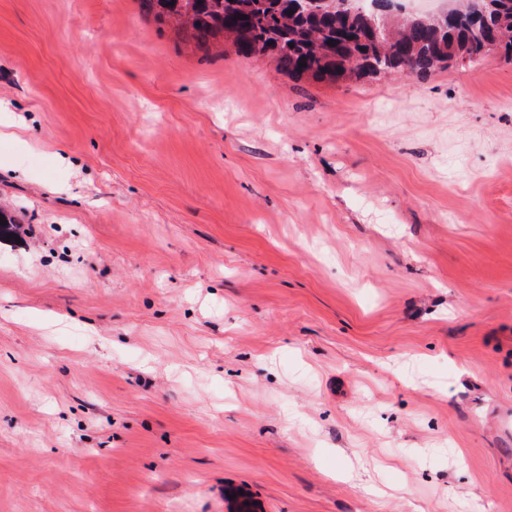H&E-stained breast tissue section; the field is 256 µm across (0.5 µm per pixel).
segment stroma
<instances>
[{
    "instance_id": "obj_1",
    "label": "stroma",
    "mask_w": 512,
    "mask_h": 512,
    "mask_svg": "<svg viewBox=\"0 0 512 512\" xmlns=\"http://www.w3.org/2000/svg\"><path fill=\"white\" fill-rule=\"evenodd\" d=\"M0 102V512H512L511 64L0 0Z\"/></svg>"
}]
</instances>
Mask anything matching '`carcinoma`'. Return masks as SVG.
Returning a JSON list of instances; mask_svg holds the SVG:
<instances>
[{
  "instance_id": "1",
  "label": "carcinoma",
  "mask_w": 512,
  "mask_h": 512,
  "mask_svg": "<svg viewBox=\"0 0 512 512\" xmlns=\"http://www.w3.org/2000/svg\"><path fill=\"white\" fill-rule=\"evenodd\" d=\"M472 2L454 0L455 19L444 25L432 15L339 14L327 3L300 11L296 0H140L143 12L199 44L222 36L244 55L274 54L296 80L336 85L370 75L424 78L490 53L512 64V0H486L478 18L470 17Z\"/></svg>"
}]
</instances>
